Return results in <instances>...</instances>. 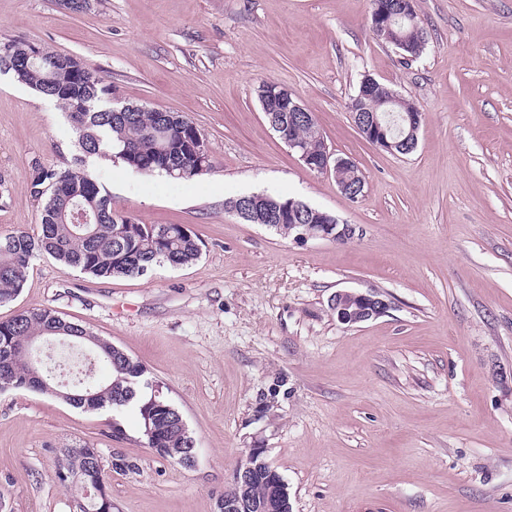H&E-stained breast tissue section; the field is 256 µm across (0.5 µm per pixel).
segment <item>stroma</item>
Segmentation results:
<instances>
[{
    "mask_svg": "<svg viewBox=\"0 0 512 512\" xmlns=\"http://www.w3.org/2000/svg\"><path fill=\"white\" fill-rule=\"evenodd\" d=\"M427 33L404 62L373 33L371 0H0V42L76 56L117 103L181 113L209 150L193 180L121 163L95 169L114 210L183 224L192 264L98 278L33 260L0 322L50 309L144 368L195 441L186 466L148 448L135 407L86 410L0 392L8 512H71L65 448L134 459L107 470L112 512H216L250 449L288 485L293 512H512V0H415ZM425 118L394 155L348 103L365 77ZM313 112L364 179L350 200L265 119L261 82ZM75 131L54 101L0 72V235L40 230L33 163L70 165ZM278 194L356 228L345 242L283 237L229 212ZM339 290L378 295V318L337 322Z\"/></svg>",
    "mask_w": 512,
    "mask_h": 512,
    "instance_id": "1",
    "label": "stroma"
}]
</instances>
